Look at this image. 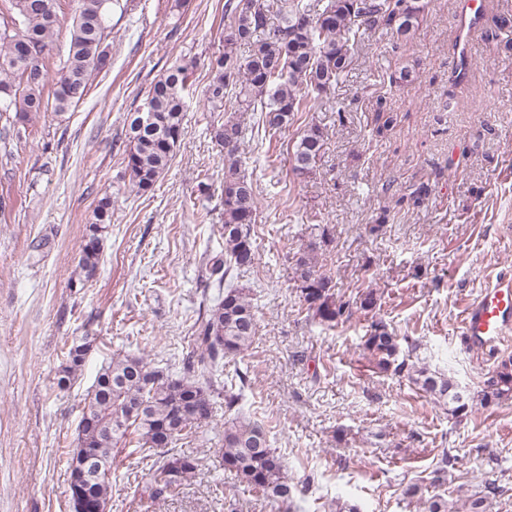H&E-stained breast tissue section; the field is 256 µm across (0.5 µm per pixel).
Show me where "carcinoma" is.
I'll list each match as a JSON object with an SVG mask.
<instances>
[{
    "instance_id": "carcinoma-1",
    "label": "carcinoma",
    "mask_w": 512,
    "mask_h": 512,
    "mask_svg": "<svg viewBox=\"0 0 512 512\" xmlns=\"http://www.w3.org/2000/svg\"><path fill=\"white\" fill-rule=\"evenodd\" d=\"M130 0H78L66 60L58 72L52 98L44 97L47 64L59 19L56 0H7L0 12V129L22 138L30 117L57 115L76 107L87 96L92 77L112 68V13L129 10ZM426 0H279L277 11L266 0L224 2V51L209 60L211 79L202 96L212 112L232 108L259 113L257 123L268 132L287 128L299 112L315 111L323 95L336 87L353 63V48L367 30L385 29L398 41L410 39L424 20ZM186 65L173 66L148 90L147 111L130 113L123 163L137 191L152 190L169 167L184 136L186 93L191 87ZM378 101L375 133L381 137L394 123ZM248 128L227 117L210 124L211 140L220 148L224 179L220 205L224 223L217 232L224 251L205 264L217 298L193 324L189 351L175 373L147 358L125 354L112 357L98 372L81 409L75 448L68 452L70 472L83 469L82 456L98 458L101 469L86 472L80 502L68 500L70 512H110L112 468L119 448L152 453L157 460L142 476L141 494L156 501L174 497L194 478L199 459L176 450L177 442L193 437L212 418L214 399L224 397V411L233 417L208 453L217 466L244 486L284 506L295 507L296 485L288 477L284 458L271 446L265 426L239 407L247 376L238 371L220 380L224 359L249 350L257 333L256 310L250 290L234 284L253 266L257 254L252 225L258 222L256 187L242 170L241 147ZM324 129L314 121L300 129L293 149V172L307 176L324 155ZM383 195L396 204L419 207L429 196L425 183L382 185ZM112 223V197L103 194L78 261L80 285L96 276L104 241ZM318 247L294 256L293 279L307 317L332 327L352 315V304L336 296L333 278L318 267ZM408 353L401 354V342ZM91 341L85 336L67 343L57 369V387L64 390L84 365ZM362 348L382 372L406 376L442 405L452 417L472 412L474 399L486 407L512 399V355L498 361L484 387L473 398L458 390L445 374L412 360L418 345L399 336L381 319L370 324ZM456 457L442 452L440 465L427 477L406 485L414 498L447 481ZM425 512H458L442 494L426 499Z\"/></svg>"
}]
</instances>
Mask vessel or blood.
I'll use <instances>...</instances> for the list:
<instances>
[{"label": "vessel or blood", "instance_id": "obj_1", "mask_svg": "<svg viewBox=\"0 0 512 512\" xmlns=\"http://www.w3.org/2000/svg\"><path fill=\"white\" fill-rule=\"evenodd\" d=\"M464 29L484 19L482 0H459ZM460 331L478 351L494 352L512 339V271L495 274L481 293L468 301L462 311Z\"/></svg>", "mask_w": 512, "mask_h": 512}]
</instances>
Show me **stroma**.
Masks as SVG:
<instances>
[{"instance_id": "obj_1", "label": "stroma", "mask_w": 512, "mask_h": 512, "mask_svg": "<svg viewBox=\"0 0 512 512\" xmlns=\"http://www.w3.org/2000/svg\"><path fill=\"white\" fill-rule=\"evenodd\" d=\"M112 18V68L82 103L33 117L10 159L0 157V512H69L65 453L74 447L82 402L116 354L174 364L189 344L206 287L202 259L223 251L221 209L199 191L224 177L201 96L209 57L224 48V0H135ZM456 0H428L413 39L366 32L352 69L312 118L328 139L316 171L295 177L289 143L299 124L276 134L254 128L243 143L245 173L257 188L255 265L237 282L250 288L258 335L224 373L246 372L242 410L265 424L297 486L299 512H331L346 496L363 512H423L403 488L458 455L440 491L461 500L494 486L488 512H512V400L456 421L407 378L376 370L361 340L373 318L419 346V357L469 393L480 391L499 357L459 333L464 304L495 274L512 269V54L471 46L467 84L452 88ZM191 67L184 137L153 191L133 189L118 149L127 113L175 65ZM417 75L390 85L398 66ZM397 116L375 137L374 106ZM345 123H338V112ZM428 183V202L404 208L383 183ZM112 224L95 279L72 287L86 229L103 193ZM394 220L369 228L382 208ZM329 227L318 254L340 296L373 292V313L336 326L307 319L294 282L295 254ZM91 337L85 364L66 390L55 374L64 341ZM216 403L210 427L181 441L200 458L190 486L153 503L137 481L154 463L133 456L112 470L111 512H283L216 468L206 451L224 426Z\"/></svg>"}]
</instances>
